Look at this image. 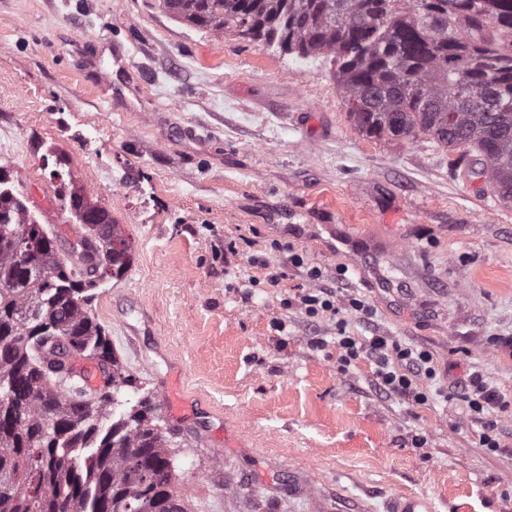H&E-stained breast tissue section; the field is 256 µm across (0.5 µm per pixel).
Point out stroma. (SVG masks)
Returning a JSON list of instances; mask_svg holds the SVG:
<instances>
[{
  "mask_svg": "<svg viewBox=\"0 0 512 512\" xmlns=\"http://www.w3.org/2000/svg\"><path fill=\"white\" fill-rule=\"evenodd\" d=\"M335 72L160 0H0L6 174L60 255L82 233L74 186L126 236L91 310L133 380L122 411L159 407L187 512H388L409 493L512 512V412L493 415L503 449L481 448L459 389L478 371L512 399V208L460 151L362 136ZM319 287L373 306L351 333L429 350L447 396L414 405L368 360L341 370L335 321L291 303Z\"/></svg>",
  "mask_w": 512,
  "mask_h": 512,
  "instance_id": "obj_1",
  "label": "stroma"
}]
</instances>
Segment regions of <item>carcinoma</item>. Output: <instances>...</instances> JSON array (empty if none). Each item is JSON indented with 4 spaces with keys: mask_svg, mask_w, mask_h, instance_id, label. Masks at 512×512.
<instances>
[{
    "mask_svg": "<svg viewBox=\"0 0 512 512\" xmlns=\"http://www.w3.org/2000/svg\"><path fill=\"white\" fill-rule=\"evenodd\" d=\"M173 15L303 55L330 54L348 115L367 138L427 135L476 157L512 206V0H162ZM86 234L76 261L26 205L0 191V512H185L158 406L142 398L111 421L129 377L87 291L128 263L119 225L91 243L93 198L70 192ZM105 373L85 387L48 371L56 346Z\"/></svg>",
    "mask_w": 512,
    "mask_h": 512,
    "instance_id": "cac0c4a2",
    "label": "carcinoma"
}]
</instances>
